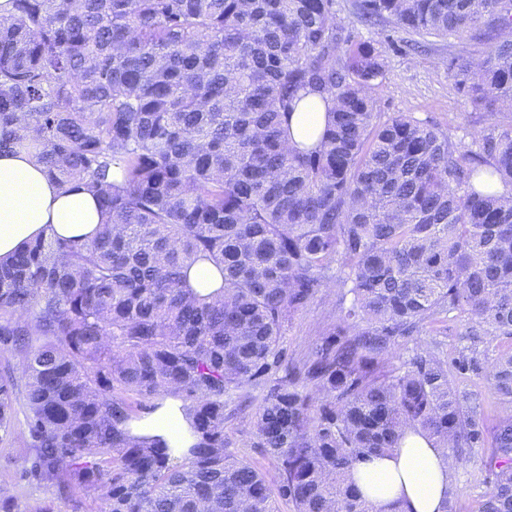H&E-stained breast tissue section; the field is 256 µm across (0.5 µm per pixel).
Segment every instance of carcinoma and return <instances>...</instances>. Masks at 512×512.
I'll return each mask as SVG.
<instances>
[{"mask_svg":"<svg viewBox=\"0 0 512 512\" xmlns=\"http://www.w3.org/2000/svg\"><path fill=\"white\" fill-rule=\"evenodd\" d=\"M6 2L0 151L34 152L106 214L90 240L0 262V440L23 409L19 479L73 512H371L352 471L413 434L457 463L491 442L480 512H512V414L487 435L437 340L450 318L512 339V0H353L364 26L485 46L448 64L486 120L467 142L376 111L386 48L354 40L337 0ZM303 93L325 127L290 149ZM200 259L224 279L206 297L187 281ZM330 288L336 316L288 356L294 316ZM454 364L512 404V349ZM168 394L186 450L127 427L130 397ZM248 408L273 482L231 451Z\"/></svg>","mask_w":512,"mask_h":512,"instance_id":"carcinoma-1","label":"carcinoma"}]
</instances>
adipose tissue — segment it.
Segmentation results:
<instances>
[{
	"mask_svg": "<svg viewBox=\"0 0 512 512\" xmlns=\"http://www.w3.org/2000/svg\"><path fill=\"white\" fill-rule=\"evenodd\" d=\"M324 121V101L315 95L302 98L291 118L293 143H316ZM103 221L96 198L83 188L61 189L26 152L0 154V260L49 234L92 238ZM157 404L156 411L130 422L131 433L161 439L172 448L190 447L195 437L182 401L165 396ZM451 467L444 449L412 435L393 457L360 464L353 480L373 512H443Z\"/></svg>",
	"mask_w": 512,
	"mask_h": 512,
	"instance_id": "adipose-tissue-1",
	"label": "adipose tissue"
}]
</instances>
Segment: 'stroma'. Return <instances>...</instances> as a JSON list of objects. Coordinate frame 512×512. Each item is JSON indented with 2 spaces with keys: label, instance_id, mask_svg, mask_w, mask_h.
<instances>
[{
  "label": "stroma",
  "instance_id": "35a3bbf8",
  "mask_svg": "<svg viewBox=\"0 0 512 512\" xmlns=\"http://www.w3.org/2000/svg\"><path fill=\"white\" fill-rule=\"evenodd\" d=\"M338 3L346 26L352 27L356 38L373 39L389 46L388 71L375 90L379 112L386 116L402 112H412L419 117L430 115L440 123L470 131L482 126V119L458 94L448 70L450 58L479 53L480 45L466 37L448 40L426 37L422 40L423 50L400 52L396 46L405 40V33L390 25L362 29L355 23L352 0H338ZM336 301L333 295L319 297L295 317L285 343L289 355L305 353L329 316L335 315ZM15 428L17 433L14 438L0 441V485L13 487L18 512H33L37 505L46 500L53 501L56 512H72L71 502L57 498L53 490L16 484L15 471L21 451L26 446L24 420L16 419ZM487 454V449H476L469 458L455 466L450 476L453 512H479L489 490L481 476Z\"/></svg>",
  "mask_w": 512,
  "mask_h": 512
}]
</instances>
